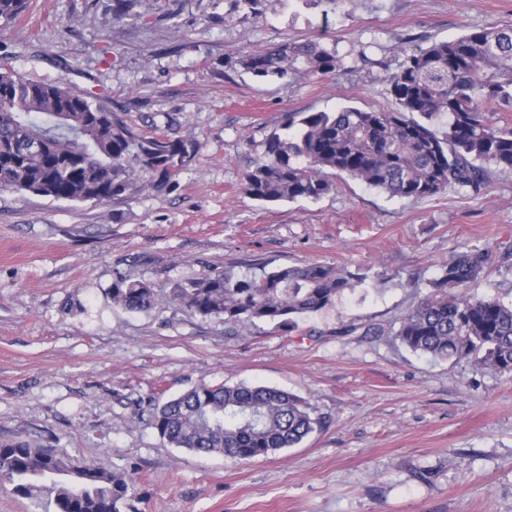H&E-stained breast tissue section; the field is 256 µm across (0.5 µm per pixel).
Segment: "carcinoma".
I'll return each instance as SVG.
<instances>
[{
  "label": "carcinoma",
  "instance_id": "cac0c4a2",
  "mask_svg": "<svg viewBox=\"0 0 512 512\" xmlns=\"http://www.w3.org/2000/svg\"><path fill=\"white\" fill-rule=\"evenodd\" d=\"M26 0H0V20ZM252 77L286 85L298 77H330L343 67L336 46L286 41L238 57ZM396 109L342 107L290 112L286 135L270 133L243 177L261 203L317 200L345 175L392 197L425 199L450 187L478 191L488 169L512 176V125L494 106H512V26H491L419 47L389 77ZM448 115L440 133L434 119ZM45 132L50 144L31 143ZM186 143L133 131L114 113L60 81H30L0 66V188L56 200H121L177 184ZM489 252L466 246L432 282V294L393 331L414 353L435 360L471 359L512 374V304L471 295L486 274ZM359 283L356 274L320 263L277 267L260 277L210 271L177 283L167 302L228 326L297 321L335 303ZM158 302L145 282L120 280L112 304L147 311ZM150 425L172 447L249 462L293 448L320 421L310 403L285 389L244 383L200 384L157 403ZM0 479L12 493L53 498L54 512H130L133 478L76 463L63 451L25 440L0 442Z\"/></svg>",
  "mask_w": 512,
  "mask_h": 512
}]
</instances>
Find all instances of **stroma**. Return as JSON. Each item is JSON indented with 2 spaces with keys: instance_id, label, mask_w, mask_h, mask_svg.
I'll return each mask as SVG.
<instances>
[{
  "instance_id": "1",
  "label": "stroma",
  "mask_w": 512,
  "mask_h": 512,
  "mask_svg": "<svg viewBox=\"0 0 512 512\" xmlns=\"http://www.w3.org/2000/svg\"><path fill=\"white\" fill-rule=\"evenodd\" d=\"M28 0L0 21V64L91 94L189 150L179 184L122 201L0 189V442L132 474L136 512H512V376L407 349L392 328L466 245L492 252L471 294L512 301V176L413 200L338 178L319 200L264 204L244 173L286 113L391 110L406 50L512 24V0ZM336 44L327 78L258 82L237 65L284 41ZM317 262L362 282L290 330H228L165 304L212 270ZM162 305L114 306L117 279ZM283 388L322 421L253 462L163 442L155 401L201 384Z\"/></svg>"
}]
</instances>
